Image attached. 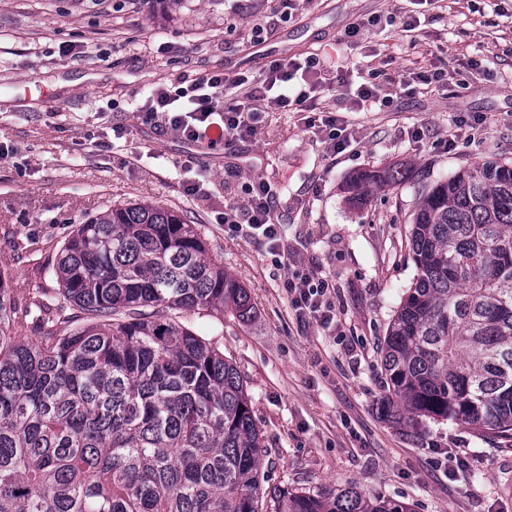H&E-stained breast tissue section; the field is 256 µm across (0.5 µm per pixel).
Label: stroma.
<instances>
[{"label": "stroma", "instance_id": "1", "mask_svg": "<svg viewBox=\"0 0 512 512\" xmlns=\"http://www.w3.org/2000/svg\"><path fill=\"white\" fill-rule=\"evenodd\" d=\"M420 11L412 34L400 21ZM371 16L361 43L345 31ZM73 50L60 57V47ZM316 53L331 85L305 111L263 113L255 134L190 143L142 122L158 85L213 71L262 78L270 61ZM382 72L392 108L357 110L346 78ZM443 72L445 85L415 73ZM334 111L348 135L329 148ZM0 260L13 284L55 296L58 250L74 225L132 201L162 204L196 225L211 254L248 289L255 319L224 318L216 343L247 383L265 453L263 486L363 495L412 512H512V441L423 419L383 416L379 344L417 274L411 214L424 186L485 160L512 162V0H0ZM411 175L367 204L342 187L366 170ZM206 169L198 194L180 174ZM233 169L238 180L226 181ZM280 188L279 254L224 228L242 181ZM328 281L330 328L299 321L282 283Z\"/></svg>", "mask_w": 512, "mask_h": 512}]
</instances>
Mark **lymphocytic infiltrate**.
<instances>
[{
	"mask_svg": "<svg viewBox=\"0 0 512 512\" xmlns=\"http://www.w3.org/2000/svg\"><path fill=\"white\" fill-rule=\"evenodd\" d=\"M322 72L321 58L314 54L285 63L271 62L264 79L258 82L240 75L212 72L184 87L154 89L142 107V117L177 138L194 143L205 137L212 116L218 114L223 121L219 136L229 144L252 134L257 113L301 107L324 93ZM229 88L240 89L241 95L228 103L224 93ZM246 192L244 205L225 203V224L236 230L249 227L260 233L266 243L276 245V190L267 181L256 179L248 183ZM283 286L299 318L315 320L324 327L331 324V309L323 301L328 288L326 281L316 282L308 275L292 276L285 279Z\"/></svg>",
	"mask_w": 512,
	"mask_h": 512,
	"instance_id": "f902f5d3",
	"label": "lymphocytic infiltrate"
}]
</instances>
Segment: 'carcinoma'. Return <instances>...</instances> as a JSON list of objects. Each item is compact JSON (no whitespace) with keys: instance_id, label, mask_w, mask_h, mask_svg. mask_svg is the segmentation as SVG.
<instances>
[{"instance_id":"carcinoma-1","label":"carcinoma","mask_w":512,"mask_h":512,"mask_svg":"<svg viewBox=\"0 0 512 512\" xmlns=\"http://www.w3.org/2000/svg\"><path fill=\"white\" fill-rule=\"evenodd\" d=\"M407 177L362 172L346 194L362 204ZM410 249L415 282L379 347L387 420L512 439V164L426 187ZM53 271V302L0 271V512H411L352 486L261 488L241 373L173 315L245 321L253 305L178 214L113 206L76 225Z\"/></svg>"}]
</instances>
